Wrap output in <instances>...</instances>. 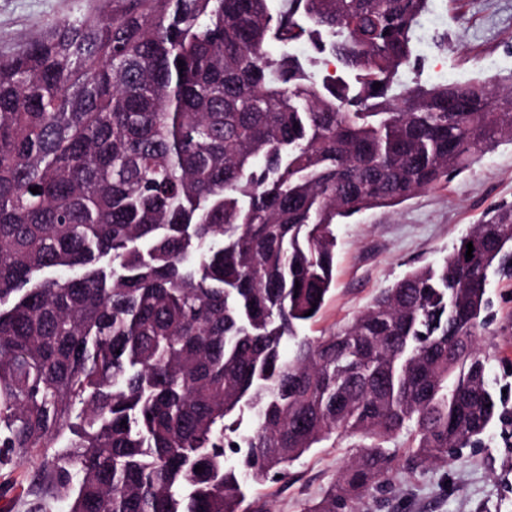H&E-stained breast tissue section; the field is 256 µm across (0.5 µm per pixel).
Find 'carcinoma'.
I'll return each instance as SVG.
<instances>
[{"label": "carcinoma", "mask_w": 512, "mask_h": 512, "mask_svg": "<svg viewBox=\"0 0 512 512\" xmlns=\"http://www.w3.org/2000/svg\"><path fill=\"white\" fill-rule=\"evenodd\" d=\"M429 2L104 0L0 54V458L41 450L69 512H247L248 485L359 434L308 510L357 512L398 433L419 464L480 441L511 210L296 335L334 284L332 225L512 143V77L401 82Z\"/></svg>", "instance_id": "cac0c4a2"}]
</instances>
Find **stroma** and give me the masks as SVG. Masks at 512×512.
I'll list each match as a JSON object with an SVG mask.
<instances>
[{
	"label": "stroma",
	"instance_id": "obj_1",
	"mask_svg": "<svg viewBox=\"0 0 512 512\" xmlns=\"http://www.w3.org/2000/svg\"><path fill=\"white\" fill-rule=\"evenodd\" d=\"M99 0H0V54L15 50L51 20L98 4ZM425 39L418 44L417 78L480 81L512 76V0H432ZM512 208V144L487 152L470 169L390 208L363 211L336 224L335 289L316 321L299 336L316 337L362 311L383 289L409 270L441 262L470 226L495 211ZM486 336L489 379L505 389L506 413L476 447L451 451L445 462L409 466L416 441L401 434L391 444L397 460L390 480L367 491L360 512H512V279L495 278ZM345 437L311 449L286 477L248 487L250 512H307L335 483L358 450ZM41 457L0 464V484H10L0 512H69L68 502L39 499L36 475Z\"/></svg>",
	"mask_w": 512,
	"mask_h": 512
}]
</instances>
